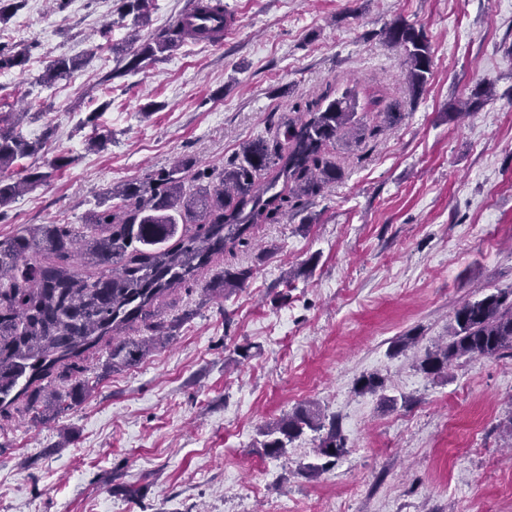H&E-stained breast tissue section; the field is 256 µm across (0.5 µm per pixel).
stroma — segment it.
Segmentation results:
<instances>
[{
    "instance_id": "35a3bbf8",
    "label": "stroma",
    "mask_w": 512,
    "mask_h": 512,
    "mask_svg": "<svg viewBox=\"0 0 512 512\" xmlns=\"http://www.w3.org/2000/svg\"><path fill=\"white\" fill-rule=\"evenodd\" d=\"M189 2L152 0L138 21L119 0H25L0 24L1 41L28 51L0 72V110L44 108L16 126L43 149L6 174L47 175L0 215V240L83 226L121 207L110 189L182 158L222 170L272 136L271 115L328 88H356L361 123L382 131L329 142L342 179L253 228L235 257L254 269L246 286L224 288L216 260L193 289L159 298L149 324L122 330L152 339L140 362L113 366L100 342L73 409L49 397L1 417L0 512H512V358L463 357L439 377L416 361L464 301L512 289V0H224L221 43L188 39L109 78V42L154 40ZM398 20L430 46L416 92L385 39ZM60 56L84 65L43 84ZM484 88L481 107L460 112ZM392 108L402 119L388 128ZM407 334L416 350H395ZM369 374L382 389L358 393ZM308 401L347 446L315 477L300 468L317 463L319 433L284 459L259 444L265 422Z\"/></svg>"
}]
</instances>
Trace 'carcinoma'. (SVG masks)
Listing matches in <instances>:
<instances>
[{"mask_svg": "<svg viewBox=\"0 0 512 512\" xmlns=\"http://www.w3.org/2000/svg\"><path fill=\"white\" fill-rule=\"evenodd\" d=\"M209 15L215 27H191L190 18ZM216 42L224 38L223 0H190V8L151 42L132 54L126 69L134 70L185 39ZM387 40L404 49L406 76L412 86L423 87L431 72V53L424 33L404 21L386 31ZM24 51L0 46V70L22 66ZM82 67L78 58L60 57L44 74L48 82L69 78ZM355 91L341 96L323 93L305 105L297 119L281 122L270 139H257L227 162L217 177L196 168L185 158L158 173L156 184L130 182L112 192L125 205L108 207L93 215L91 224L102 234L75 249L78 230L72 224H39L11 239L0 241V412L20 398L35 405L41 382L57 366L68 369L70 388L57 398L59 410L72 407L88 391L80 360L106 336H112V365L130 364L146 354L142 346L118 339L119 330L142 319L168 290L196 277L213 260L232 252L257 224H276L303 200L321 194L340 179L341 170L326 152L328 142L354 127ZM11 113L0 112V169L37 154L38 141L15 133ZM272 179L260 184L265 171ZM49 174L30 171L23 179L0 178V210L10 205L25 187L44 181ZM282 188H277V185ZM195 224L192 236L178 235L179 225ZM50 253L58 262L42 263L35 255ZM106 271L78 272L68 262L71 253ZM254 275L251 266L224 272V287L242 288ZM512 356V289L496 291L464 302L455 312L449 341L428 350L420 369L435 377L447 373L455 358ZM327 429L317 455L331 463L346 453L336 421L312 403L265 424L259 434L265 454L287 456L288 445L305 430Z\"/></svg>", "mask_w": 512, "mask_h": 512, "instance_id": "carcinoma-1", "label": "carcinoma"}]
</instances>
